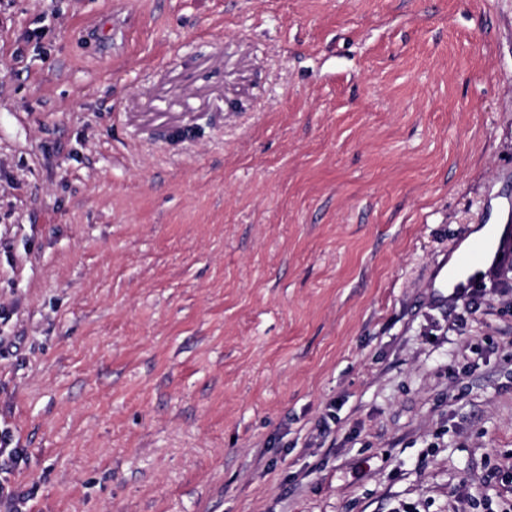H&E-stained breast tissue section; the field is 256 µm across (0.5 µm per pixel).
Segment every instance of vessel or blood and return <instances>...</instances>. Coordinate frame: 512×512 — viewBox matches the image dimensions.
I'll list each match as a JSON object with an SVG mask.
<instances>
[{
	"mask_svg": "<svg viewBox=\"0 0 512 512\" xmlns=\"http://www.w3.org/2000/svg\"><path fill=\"white\" fill-rule=\"evenodd\" d=\"M512 248V225H490L485 234L460 239L455 248L453 266H440L432 280L433 287L453 286L462 291L480 281L485 271L498 264L500 256Z\"/></svg>",
	"mask_w": 512,
	"mask_h": 512,
	"instance_id": "vessel-or-blood-1",
	"label": "vessel or blood"
}]
</instances>
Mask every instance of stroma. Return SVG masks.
I'll use <instances>...</instances> for the list:
<instances>
[{
	"label": "stroma",
	"instance_id": "35a3bbf8",
	"mask_svg": "<svg viewBox=\"0 0 512 512\" xmlns=\"http://www.w3.org/2000/svg\"><path fill=\"white\" fill-rule=\"evenodd\" d=\"M511 220L512 0H0L26 512H503ZM511 244V224H490L483 235L461 238L455 248V263L450 273L454 290L472 288L485 271L498 264V256L510 249Z\"/></svg>",
	"mask_w": 512,
	"mask_h": 512
}]
</instances>
